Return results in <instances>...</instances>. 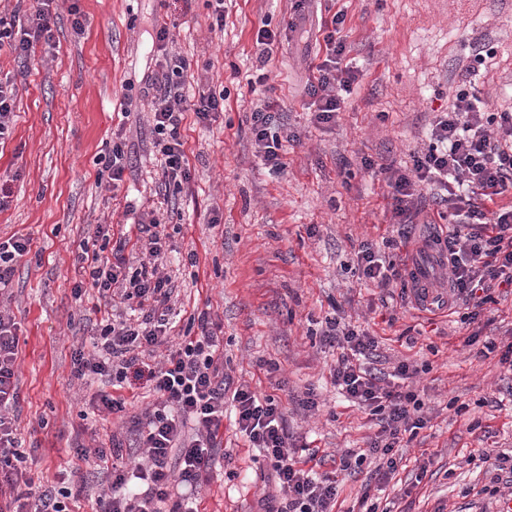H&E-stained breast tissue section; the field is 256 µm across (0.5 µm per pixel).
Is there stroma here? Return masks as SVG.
Returning <instances> with one entry per match:
<instances>
[{
	"label": "stroma",
	"mask_w": 512,
	"mask_h": 512,
	"mask_svg": "<svg viewBox=\"0 0 512 512\" xmlns=\"http://www.w3.org/2000/svg\"><path fill=\"white\" fill-rule=\"evenodd\" d=\"M293 5L224 0V29L215 33L208 0H59L51 52L23 63L0 52V77L16 87L14 130L0 144V186L10 190L0 239L31 240L4 294L19 327L15 426L35 484L56 485L73 470L85 475L90 488L77 493L75 512H94V490L107 479L78 457L77 439L106 447L112 437H129L118 415L101 420L91 403L95 386L70 380L73 349L93 348L100 304L91 288L82 302L73 298L74 284L86 278L77 257L93 246L96 225L133 237L126 208L160 206L149 101L125 97L126 83L145 87L156 70L149 34L159 20L175 27V48L191 64L188 82L205 76L229 94L216 121L203 125L189 113L181 126L191 179L160 228L177 327L210 310L233 380L275 397L298 444L318 449L331 472L342 452L365 447L371 434L370 418L333 383L339 349L318 336L342 311L378 338L373 367L430 366L415 379L427 421L403 449L385 497L407 512H497L482 493L491 476L472 452L512 450V367L499 354L461 349L460 338L511 342L512 294L499 295L493 328L482 331L454 315L382 310L379 289L355 268L359 243L380 240L393 223L386 187L361 158L403 167L410 152L428 148L430 124L447 111L473 42L494 48L474 80L477 94L489 109L512 106V0H310L300 16ZM74 6L86 18L80 33L71 25ZM340 10L360 75L335 124L319 128L302 108V90L323 44L320 16ZM295 17L305 36L290 40L285 27ZM263 27L276 35L268 49L256 42ZM262 73L264 84L250 88L248 77ZM261 97L283 106L299 136L284 143L285 167L276 174L251 141L249 109ZM120 128L127 168L114 189L99 182L97 157ZM215 214L221 222L213 226ZM192 250L195 267L187 261ZM408 328L416 341L403 337ZM309 391L318 402L312 415L299 404ZM222 451L200 490V512H262V499L277 492L274 472L229 417Z\"/></svg>",
	"instance_id": "obj_1"
}]
</instances>
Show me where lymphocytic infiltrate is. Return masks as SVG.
Returning a JSON list of instances; mask_svg holds the SVG:
<instances>
[{
  "label": "lymphocytic infiltrate",
  "mask_w": 512,
  "mask_h": 512,
  "mask_svg": "<svg viewBox=\"0 0 512 512\" xmlns=\"http://www.w3.org/2000/svg\"><path fill=\"white\" fill-rule=\"evenodd\" d=\"M56 2L35 0L22 16L0 11V50L8 49L25 61L37 46L51 45ZM344 21L341 11L322 19L325 57L309 67L306 107L319 127L335 123L358 80L357 68L345 61ZM173 44L168 24L157 25L152 36L157 70L148 80L153 90L149 107L165 187L181 186L191 177L180 133L186 113L208 124L223 112L225 100L224 92L206 81L198 82L195 92H187L190 64L174 51ZM489 55L487 45L473 47L449 110L437 113L430 125L428 149L412 152L410 168L381 170L397 234H404L427 194L438 217L448 222L446 235L433 239L446 268L447 292H435L428 305L407 293L403 303L449 313L465 305L461 318L465 324L473 323L492 303L491 288L512 289V205L501 202L512 191V111H489L472 86ZM250 123L264 164L282 169L286 125L276 102L252 106ZM134 222L139 234L133 241L112 237L109 225L97 226V237L112 241L111 253L81 254L88 281L72 289L78 300L86 287L96 288L104 306L96 324L98 351L75 350L72 378L85 382L99 376L116 388L143 381L156 395L153 408L131 418V429L143 450L138 461L124 462L123 444L117 438L108 449L76 445L79 456L112 468L108 489L96 498V512H198L195 497L175 496L171 490L177 483L197 488L209 475L223 444L228 409L235 414L237 431L250 447L264 453L277 477L281 503L267 512H334L339 496L335 475L323 472L324 460L317 452L300 453L274 397H259L249 384L234 383L225 372L221 326L210 312L191 316L181 341L173 342L169 305L173 288L170 278L159 270L162 221L152 210L136 215ZM130 246L141 254L135 268L125 256ZM357 271L360 278L381 289L408 277L407 264L390 259L379 243L368 240L359 245ZM121 301L136 302L137 321L124 319L117 309ZM322 336L342 351L333 371L335 385L354 406L375 416L379 426L367 453L342 455L339 468L361 469L371 457L375 478L388 483L402 460L398 449L405 434H416L425 424L424 402L416 391L391 387L378 374L355 364V356L376 352L374 336L335 318L327 320ZM161 346L168 349L162 365L153 367L140 360V352ZM17 354V324L9 310L0 306V496H7L8 512H72L69 487L35 489L22 467L25 456L12 418L19 400ZM32 497L38 501L33 509L28 506Z\"/></svg>",
  "instance_id": "obj_1"
}]
</instances>
